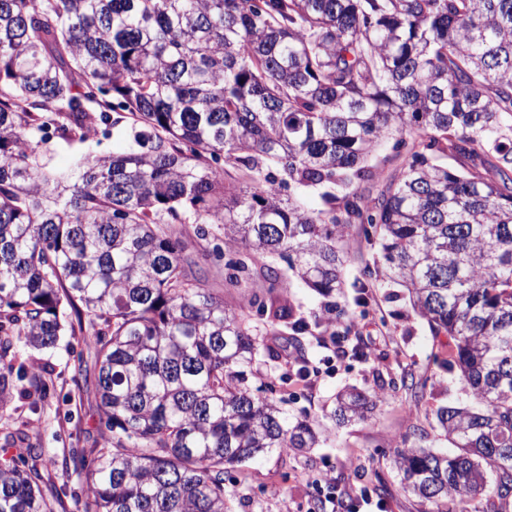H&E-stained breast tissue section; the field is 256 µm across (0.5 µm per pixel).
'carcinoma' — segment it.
Segmentation results:
<instances>
[{"instance_id": "1", "label": "carcinoma", "mask_w": 512, "mask_h": 512, "mask_svg": "<svg viewBox=\"0 0 512 512\" xmlns=\"http://www.w3.org/2000/svg\"><path fill=\"white\" fill-rule=\"evenodd\" d=\"M124 113L126 149L57 175L52 136L83 142ZM420 138L409 145L408 137ZM402 158L385 189L367 159ZM452 153L459 168L435 160ZM236 176L224 181L221 162ZM317 191L306 209L286 183ZM224 262L231 307L190 271L177 225ZM368 281L404 288L452 340L468 401L436 411L456 451L397 448L426 512H500L512 494V0H0V405L45 395L15 342L93 344L102 442L81 450L79 512H234L225 470L319 436L249 378L272 336L315 335L290 289L345 287L351 230ZM287 264L282 271L271 259ZM383 397L349 388L345 425ZM0 458V512H57L21 429ZM393 155H395V152L391 149V144L383 145L373 152L367 164L372 166L375 177L373 181L361 184L360 188L365 194L370 193L375 196L378 190L391 179L399 165V160L388 161V158H391Z\"/></svg>"}]
</instances>
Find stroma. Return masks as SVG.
Masks as SVG:
<instances>
[{
    "mask_svg": "<svg viewBox=\"0 0 512 512\" xmlns=\"http://www.w3.org/2000/svg\"><path fill=\"white\" fill-rule=\"evenodd\" d=\"M127 129L124 122H105L82 143L51 139L48 165L53 172L69 174L85 153L121 152L128 142ZM183 239L193 271L206 275L212 292L230 305L245 303L246 292L225 287L223 266L216 264L197 240L193 225L184 227ZM346 249L348 286L338 302L351 318L354 335L367 338L373 359L367 363L335 355L308 336L304 339L305 358L318 369L319 381L313 386L290 382L286 374L292 347L284 337L268 335L264 323H257L267 349L254 365V381L271 383L289 416H309L322 438L320 445L306 454L274 450L231 469L225 485L236 493L237 512H312L320 496L315 481L326 471L332 472L338 489H368L373 501L384 502L388 512H421L417 500L405 496L400 487L392 452L404 443L446 449L435 412L461 398L457 381L441 366L448 357L450 339L432 336L427 323L411 311L407 299L395 288L371 285L369 305L357 304L353 285L376 252L356 234L348 237ZM20 355L27 365L46 368L50 391L45 396L15 397L0 410V437L24 427L32 442L52 458L50 480L62 492L67 512H78V500L84 495L80 451L100 440L105 430V416L91 387L75 381L79 363L92 361L93 351L81 337L65 335L55 349L24 348ZM408 378L426 381L423 397H415L404 387ZM351 387L384 392L386 400L366 418L340 426L331 417L334 400L339 391Z\"/></svg>",
    "mask_w": 512,
    "mask_h": 512,
    "instance_id": "stroma-1",
    "label": "stroma"
}]
</instances>
